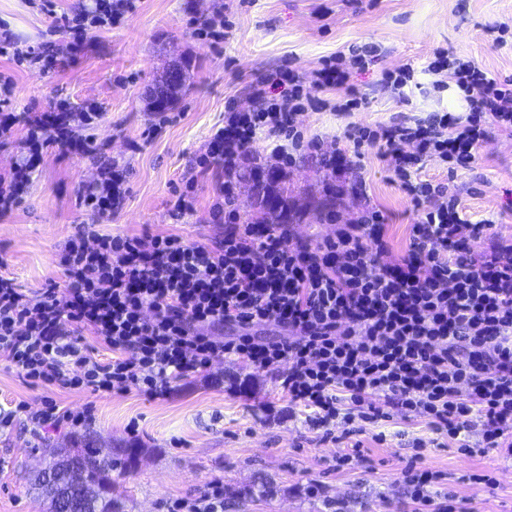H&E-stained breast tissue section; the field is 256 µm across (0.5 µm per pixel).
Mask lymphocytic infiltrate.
Segmentation results:
<instances>
[{
  "instance_id": "obj_1",
  "label": "lymphocytic infiltrate",
  "mask_w": 512,
  "mask_h": 512,
  "mask_svg": "<svg viewBox=\"0 0 512 512\" xmlns=\"http://www.w3.org/2000/svg\"><path fill=\"white\" fill-rule=\"evenodd\" d=\"M136 8V0H96L52 24L80 40ZM380 53L376 44H352L323 59L315 84L337 97L322 109H364L367 98L351 73ZM425 71L435 90L455 85L464 115L355 125L346 133L352 150L323 158L327 168L355 169L361 147L379 145L418 212L400 262L390 261L387 218L371 204L314 246L293 241L284 224L238 223L232 184L260 137L278 138L274 154L288 165L295 152L320 148L296 124L315 104L300 78L265 73L251 84L253 108L227 105L223 126L196 159L201 170H224L210 207L223 241L209 247L173 235L78 233L60 255L66 288L32 299L0 277V359L47 385L95 393L136 386L150 395L216 359L244 360L281 370L289 403L311 410L326 438L357 420H421L468 455L466 434L477 419L486 447L512 455V241L492 234V220L472 221L447 185L421 177L425 158L465 169L492 130L512 132V79L490 78L473 60L442 49ZM97 117L89 109L28 120L38 146L0 174V217L21 203L41 150H68L72 123L87 127ZM124 183L111 164L81 188L93 221L123 208ZM270 324L282 329L278 341L254 332ZM222 326L234 335H218ZM89 336L111 350L110 361L90 355ZM437 479L413 465L405 471L414 502L466 512L452 496L434 502Z\"/></svg>"
}]
</instances>
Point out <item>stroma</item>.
Segmentation results:
<instances>
[{
  "instance_id": "35a3bbf8",
  "label": "stroma",
  "mask_w": 512,
  "mask_h": 512,
  "mask_svg": "<svg viewBox=\"0 0 512 512\" xmlns=\"http://www.w3.org/2000/svg\"><path fill=\"white\" fill-rule=\"evenodd\" d=\"M94 5L0 0V19H10L15 36V55L0 56V74L13 81V110L41 116L93 105L100 114L92 126L76 130L91 141L93 153L43 151L22 204L0 217V275L33 297L63 286L59 255L89 222L78 193L97 178L104 157L125 168L128 194L119 213L97 224L98 232L177 235L208 246L222 239L223 225L209 217L221 169L198 173L196 159L213 128L222 126L228 100L251 108L249 86L257 74L283 67L309 85L324 57L353 43L381 46L378 60L352 77L368 99L365 109L301 116L306 136L320 137L326 153L344 144L346 129L355 124L423 118L434 110L461 113L452 87L438 93L423 85L406 103L383 88L385 72L407 64L425 67L434 49L468 57L491 77L512 78V45L493 46L484 32L490 23H512V0H137L134 14L88 35L78 48H70L69 36L52 32L51 13ZM218 11L228 37L215 47L195 37L193 21ZM34 50L53 56L54 67L31 62ZM170 66L182 69L186 81L163 124L150 98ZM252 172V161H242L233 186L242 220L270 223L263 197L283 189L295 238L315 241L335 236L338 223L355 219L369 202L389 218L391 259L406 252L416 212L378 147H363L356 172L328 170L310 154L292 166H277V180L264 195ZM422 174L447 180L473 220L492 219L495 233L512 237V134L493 132L470 168L450 174L433 157ZM191 177L197 182L195 210L174 221V192ZM359 179L366 184L363 198L352 189ZM47 400L71 409L92 407L93 419L76 430L41 431L22 417L0 428V512H47V501L32 488L34 473L44 467L49 446L87 434L105 445L142 448L138 465L112 473L113 494L127 512H162L166 501L198 497L216 478L224 481V512H327L332 502L342 512H413L403 477L414 458L439 473L432 489L436 500L451 494L471 512H512V461L498 450L467 456L450 441L437 447L434 432L420 420L386 423L382 443L367 432L338 442L324 439L322 430L291 411L278 372L242 361H216L173 381L166 394L150 396L135 387L106 394L34 383L0 360V409L25 402L36 410ZM417 438L427 440V447L414 449ZM343 454L350 460L341 466ZM483 472L496 477V486L473 483L472 474ZM314 483L322 497L305 495Z\"/></svg>"
}]
</instances>
